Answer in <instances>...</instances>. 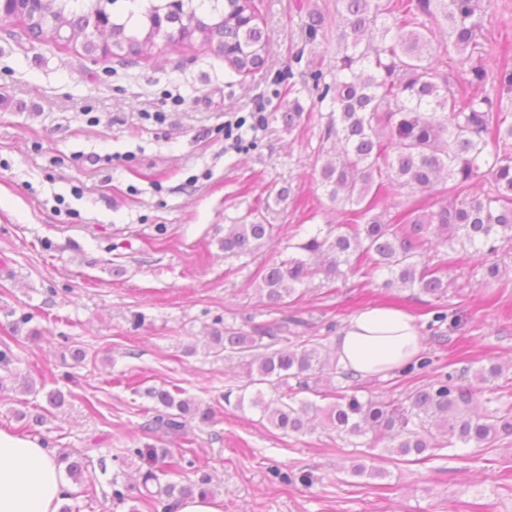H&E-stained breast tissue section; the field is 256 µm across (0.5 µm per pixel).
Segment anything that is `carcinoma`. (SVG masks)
I'll return each mask as SVG.
<instances>
[{
	"mask_svg": "<svg viewBox=\"0 0 512 512\" xmlns=\"http://www.w3.org/2000/svg\"><path fill=\"white\" fill-rule=\"evenodd\" d=\"M118 0H6L0 20L20 18L27 29L51 43H81L87 53L110 52V46L133 57L148 58L157 40L176 25L178 42L200 43L224 56L231 68L249 72L260 67L267 41L248 18L253 0H126L127 14L114 16L106 6ZM486 0H337L336 66L314 70L309 78L322 88L329 121L321 149L319 179L329 202L341 216L338 224L314 225L295 253L263 268L260 297L280 307L312 279L331 281L342 267L387 275V288H415L440 298L448 293L443 269L470 249L492 255L512 244V64L489 65L480 37ZM104 21L112 44L88 34L93 16ZM443 30L436 31L422 18ZM457 65L464 83L490 90L469 94L453 87L431 60ZM406 202L396 213L387 204L396 189ZM276 224H226L224 253L250 256L274 242ZM444 247L441 259L426 258L432 247ZM269 333L265 326L248 334L215 320L212 349L248 348ZM329 367L321 346L307 342L294 349L272 350L247 364L251 397L224 392V402H250L274 428L302 432L310 412L322 413L340 435L387 441L401 456H420L432 448H490L512 437V409L475 412L477 389L464 383L469 369H453L415 390L406 413L398 417L382 401L359 398L348 386L333 384L350 372ZM296 380L291 384L290 380ZM274 397L266 398L263 388ZM310 392L330 400L324 408L296 401ZM144 397L155 404L151 428L178 435L194 417L206 423L211 409L180 397L178 389L149 387ZM90 449L77 457L59 454L71 479L80 481ZM153 463L141 474L136 499L150 507L165 498V512L196 495L208 497L211 477L202 473L185 484L161 483L167 471L158 466L168 455L162 448L133 449Z\"/></svg>",
	"mask_w": 512,
	"mask_h": 512,
	"instance_id": "1",
	"label": "carcinoma"
}]
</instances>
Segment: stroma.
Instances as JSON below:
<instances>
[{
	"mask_svg": "<svg viewBox=\"0 0 512 512\" xmlns=\"http://www.w3.org/2000/svg\"><path fill=\"white\" fill-rule=\"evenodd\" d=\"M270 52L247 74L207 48L159 43L152 57L102 56L32 39L20 20L0 23V346L41 390L20 392L0 369V430L54 451L100 449L73 484L72 512H128L112 502L113 475L136 474L125 449H168L173 479L212 478L224 512H512V437L490 448H433L417 461L348 438L312 418L286 434L258 410L226 405L247 381L250 354L215 355V319L276 326L260 351L308 339L332 348L360 309L413 315L430 365L409 375L359 379V394L405 400L458 363L469 371L512 360V250L500 278L468 253L448 272L447 295L383 288L382 277L315 280L295 303L265 305L258 273L289 254L309 219L332 207L313 161L326 124L319 93H296L315 69L336 64L337 0H254ZM324 17L309 37L310 11ZM482 44L491 60L512 44V0H491ZM303 106L294 129L281 115ZM243 118L242 145L226 122ZM282 227V240L241 260L224 254L225 225ZM447 313L444 322L436 313ZM303 331L282 329L290 317ZM83 348V361L73 357ZM178 386L213 418L183 434L152 431L146 388ZM58 390L66 402L33 415ZM383 469L353 475L352 464Z\"/></svg>",
	"mask_w": 512,
	"mask_h": 512,
	"instance_id": "1",
	"label": "stroma"
}]
</instances>
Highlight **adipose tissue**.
Segmentation results:
<instances>
[{
    "instance_id": "obj_1",
    "label": "adipose tissue",
    "mask_w": 512,
    "mask_h": 512,
    "mask_svg": "<svg viewBox=\"0 0 512 512\" xmlns=\"http://www.w3.org/2000/svg\"><path fill=\"white\" fill-rule=\"evenodd\" d=\"M420 350V328L406 311L362 309L336 338L339 365L356 376L384 375ZM70 485L55 454L35 439L0 431V512H60Z\"/></svg>"
}]
</instances>
